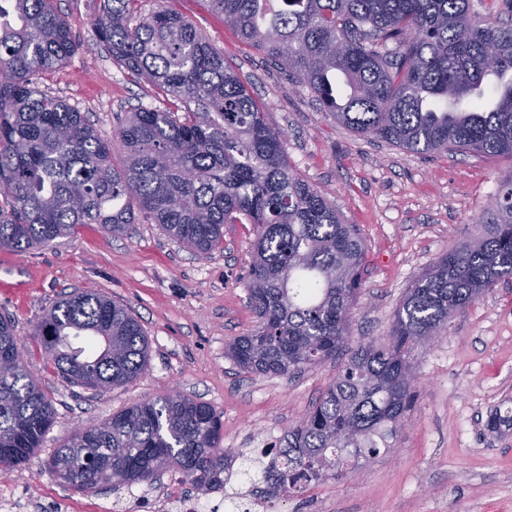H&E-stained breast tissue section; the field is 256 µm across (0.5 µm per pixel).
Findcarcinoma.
Returning <instances> with one entry per match:
<instances>
[{"label": "carcinoma", "mask_w": 512, "mask_h": 512, "mask_svg": "<svg viewBox=\"0 0 512 512\" xmlns=\"http://www.w3.org/2000/svg\"><path fill=\"white\" fill-rule=\"evenodd\" d=\"M101 0L92 26L112 61L172 103L128 113L112 141L65 100L35 88L74 50L56 0H0V248L20 253L80 224L116 236L157 224L206 256L224 225L255 230L247 274L256 328L228 356L254 375L318 365L351 339L366 247L336 204L292 171L266 107L224 53L159 0ZM242 40L313 92L336 122L422 155L512 160V21L472 0H207ZM497 58L489 62V46ZM512 279V174L487 235L465 239L408 289L388 336L361 342L310 411L288 429L279 492L340 480L350 457L389 451L414 400L413 350L502 280ZM34 335L51 368L96 392L148 370L149 340L123 304L62 295ZM54 408L28 374L12 320L0 316V476L27 468ZM220 417L179 392L73 432L47 462L77 491L153 484L177 469L202 494L224 486L238 454Z\"/></svg>", "instance_id": "cac0c4a2"}]
</instances>
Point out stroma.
I'll list each match as a JSON object with an SVG mask.
<instances>
[{
    "instance_id": "stroma-1",
    "label": "stroma",
    "mask_w": 512,
    "mask_h": 512,
    "mask_svg": "<svg viewBox=\"0 0 512 512\" xmlns=\"http://www.w3.org/2000/svg\"><path fill=\"white\" fill-rule=\"evenodd\" d=\"M76 47L38 82L112 138L130 108L163 106L143 81H131L97 46L92 21L100 0H58ZM241 80L266 105L267 121L285 135L292 170L333 200L356 225L367 254L353 309L352 339L387 336L406 290L440 255L483 233L512 161L477 154L423 156L358 136L321 110L305 86L289 79L260 50L225 26L205 0H175ZM254 232L224 227V247L199 256L159 225L135 224L115 237L98 225L25 254L0 249V269L26 281L24 300L0 296L28 373L55 409L54 423L13 485L28 512H101L117 492H78L42 463L75 426H91L146 399L178 391L207 403L224 424L223 445L239 452L231 483L268 496L269 512H512V433L496 437L484 424L493 409L512 407V281L496 285L430 343L415 348L417 397L392 451L350 461L342 480L325 478L291 495L269 496L252 458L259 444L279 445L326 391L347 361L338 356L286 376L244 373L226 356L256 318L245 275ZM95 290L129 307L151 343L137 380L103 394L63 381L46 368L33 339L36 324L66 292Z\"/></svg>"
}]
</instances>
